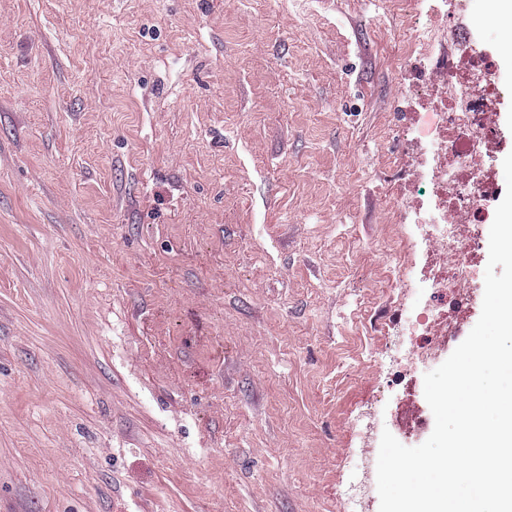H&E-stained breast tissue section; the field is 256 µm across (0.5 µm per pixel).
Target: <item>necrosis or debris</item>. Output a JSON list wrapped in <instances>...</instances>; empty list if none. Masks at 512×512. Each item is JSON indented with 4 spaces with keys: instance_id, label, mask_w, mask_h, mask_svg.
Returning <instances> with one entry per match:
<instances>
[{
    "instance_id": "4bbe7bcc",
    "label": "necrosis or debris",
    "mask_w": 512,
    "mask_h": 512,
    "mask_svg": "<svg viewBox=\"0 0 512 512\" xmlns=\"http://www.w3.org/2000/svg\"><path fill=\"white\" fill-rule=\"evenodd\" d=\"M410 39L413 48L405 72L434 116L435 135L423 144L427 165L421 182L434 199L425 222L457 259L430 281L425 312L430 319L442 307H463L454 289L475 275L468 257L479 250L481 238L476 233L459 236L458 219L465 216L482 224V205L498 190V175L483 159L498 141L495 110L505 89L495 77L492 58L460 51L462 37L456 27L427 35L416 32Z\"/></svg>"
}]
</instances>
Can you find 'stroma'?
Masks as SVG:
<instances>
[{"label": "stroma", "instance_id": "obj_1", "mask_svg": "<svg viewBox=\"0 0 512 512\" xmlns=\"http://www.w3.org/2000/svg\"><path fill=\"white\" fill-rule=\"evenodd\" d=\"M455 23L507 89L499 170L492 0H0V512H379L383 431L434 429L399 317L455 262L400 66Z\"/></svg>", "mask_w": 512, "mask_h": 512}]
</instances>
